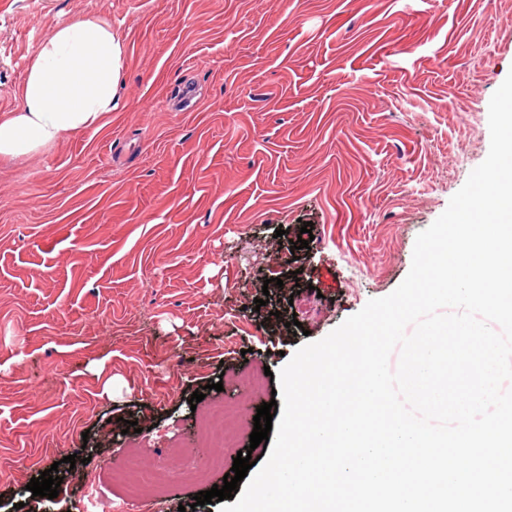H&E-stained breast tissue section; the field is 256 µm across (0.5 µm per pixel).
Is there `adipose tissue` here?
Listing matches in <instances>:
<instances>
[{
	"mask_svg": "<svg viewBox=\"0 0 512 512\" xmlns=\"http://www.w3.org/2000/svg\"><path fill=\"white\" fill-rule=\"evenodd\" d=\"M125 68L126 45L109 23L59 25L29 63L19 107L0 114V156L27 157L99 128L117 107Z\"/></svg>",
	"mask_w": 512,
	"mask_h": 512,
	"instance_id": "1",
	"label": "adipose tissue"
}]
</instances>
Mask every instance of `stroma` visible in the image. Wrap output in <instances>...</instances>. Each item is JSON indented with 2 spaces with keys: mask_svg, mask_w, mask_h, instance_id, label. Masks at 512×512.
<instances>
[{
  "mask_svg": "<svg viewBox=\"0 0 512 512\" xmlns=\"http://www.w3.org/2000/svg\"><path fill=\"white\" fill-rule=\"evenodd\" d=\"M90 16L127 47L118 110L0 158V512H218L197 463L232 466L257 406L281 418L288 356L392 293L485 160L512 0H0V113ZM228 404L221 450L197 423ZM132 454L170 470L161 499L113 480ZM54 464L49 502L27 485Z\"/></svg>",
  "mask_w": 512,
  "mask_h": 512,
  "instance_id": "stroma-1",
  "label": "stroma"
}]
</instances>
